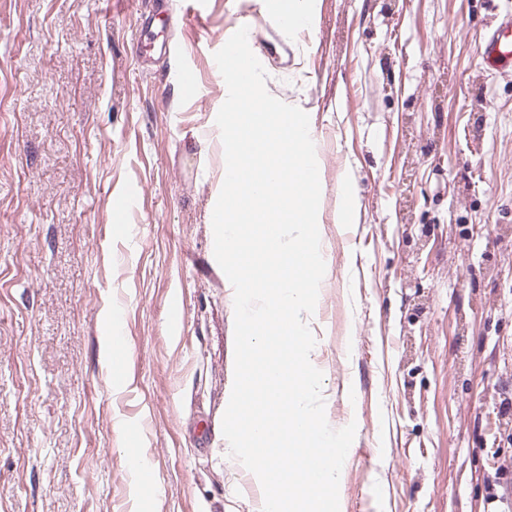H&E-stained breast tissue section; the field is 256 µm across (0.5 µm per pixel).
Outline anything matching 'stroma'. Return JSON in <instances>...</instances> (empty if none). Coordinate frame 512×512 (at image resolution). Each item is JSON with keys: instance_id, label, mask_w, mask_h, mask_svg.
I'll use <instances>...</instances> for the list:
<instances>
[{"instance_id": "stroma-1", "label": "stroma", "mask_w": 512, "mask_h": 512, "mask_svg": "<svg viewBox=\"0 0 512 512\" xmlns=\"http://www.w3.org/2000/svg\"><path fill=\"white\" fill-rule=\"evenodd\" d=\"M205 2L198 15L185 0H0V512L258 505L221 430L234 295L209 222L224 162L212 58L238 27L260 49L281 35L265 0ZM509 12L322 0L307 38L324 167L317 367L328 424L356 425L340 512H512V70L480 56ZM347 168L359 220L337 224ZM108 302L129 346L109 363ZM119 422L142 427L137 447ZM135 455L150 461L138 485Z\"/></svg>"}]
</instances>
